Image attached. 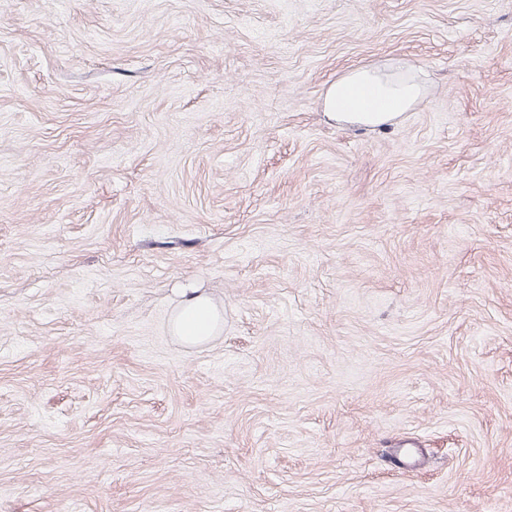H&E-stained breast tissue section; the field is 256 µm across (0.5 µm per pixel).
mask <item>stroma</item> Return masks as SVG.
Instances as JSON below:
<instances>
[{
  "instance_id": "35a3bbf8",
  "label": "stroma",
  "mask_w": 512,
  "mask_h": 512,
  "mask_svg": "<svg viewBox=\"0 0 512 512\" xmlns=\"http://www.w3.org/2000/svg\"><path fill=\"white\" fill-rule=\"evenodd\" d=\"M0 512H512V0H0ZM427 93L415 66L399 59L347 68L329 85L323 103L337 123L376 129L402 121ZM221 311L204 294L191 291L172 318V331L188 344H197L215 335Z\"/></svg>"
}]
</instances>
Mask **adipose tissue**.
I'll return each mask as SVG.
<instances>
[{
	"label": "adipose tissue",
	"instance_id": "adipose-tissue-1",
	"mask_svg": "<svg viewBox=\"0 0 512 512\" xmlns=\"http://www.w3.org/2000/svg\"><path fill=\"white\" fill-rule=\"evenodd\" d=\"M428 87L415 66L404 60L347 68L327 88L324 109L337 123L384 128L402 121L426 96ZM221 311L204 294L194 291L172 318V331L188 344L214 336Z\"/></svg>",
	"mask_w": 512,
	"mask_h": 512
}]
</instances>
